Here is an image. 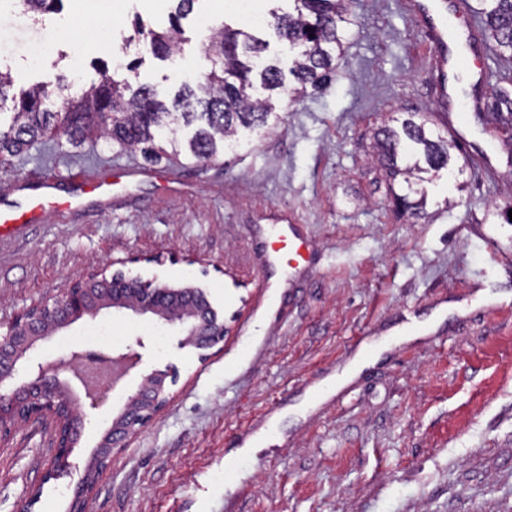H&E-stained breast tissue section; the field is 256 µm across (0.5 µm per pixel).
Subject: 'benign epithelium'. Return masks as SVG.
Returning <instances> with one entry per match:
<instances>
[{"mask_svg":"<svg viewBox=\"0 0 512 512\" xmlns=\"http://www.w3.org/2000/svg\"><path fill=\"white\" fill-rule=\"evenodd\" d=\"M155 320L171 333L180 349L203 354L224 342V314L211 302L199 282H172L156 276L145 279L130 270L95 272L68 284L51 296L0 324V442L21 423H49L53 427L52 467L63 466L98 412L112 386L85 387L82 369L105 358L130 370L142 362L148 339L132 336L119 350L72 352L52 361L32 356L39 344L82 320L106 313ZM175 370L152 368L126 397L122 409L95 448L85 474L74 490L69 512H86L100 475L112 454L124 448L169 402Z\"/></svg>","mask_w":512,"mask_h":512,"instance_id":"1","label":"benign epithelium"}]
</instances>
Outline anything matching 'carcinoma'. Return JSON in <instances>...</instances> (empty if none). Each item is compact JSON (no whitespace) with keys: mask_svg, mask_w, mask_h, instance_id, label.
<instances>
[{"mask_svg":"<svg viewBox=\"0 0 512 512\" xmlns=\"http://www.w3.org/2000/svg\"><path fill=\"white\" fill-rule=\"evenodd\" d=\"M62 0H23L24 8L37 20L58 11ZM296 13L276 16L279 36L297 56L262 67L257 60L262 43L250 34L223 25L210 37L211 71L206 82L193 88L183 86L172 107L159 98L155 89L140 85L132 88L128 77L117 78L103 67L98 84L79 96L66 94L56 109L47 106L51 91L68 89L63 77L44 80L31 89L9 95L11 75L0 72V101H11L13 118L6 129L0 128V164L8 157L28 153L51 133L74 147L94 138L112 140L132 150H140L150 159L160 157L164 149L155 144L159 135L170 134L169 143L178 150L176 134L201 120L187 141L190 153L198 159H211L236 127L266 124L272 106L250 94L255 83L269 92L285 88L284 71H289L301 86L314 90L336 76V61L341 57L354 16L346 0H295ZM194 0H177L169 29H146L138 18L134 34L148 39L150 52L168 57L176 50L181 33L180 20L193 8ZM475 18L490 34L497 56L512 61V0H476ZM503 143L512 146V89L500 87L492 109ZM377 160L391 178L405 176V182L417 172L448 168V141L427 135L425 124L407 119L401 131L383 128L376 132Z\"/></svg>","mask_w":512,"mask_h":512,"instance_id":"1","label":"carcinoma"}]
</instances>
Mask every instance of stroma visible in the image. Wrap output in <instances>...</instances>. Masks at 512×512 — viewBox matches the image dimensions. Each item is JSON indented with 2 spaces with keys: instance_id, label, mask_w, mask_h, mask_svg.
Listing matches in <instances>:
<instances>
[{
  "instance_id": "1",
  "label": "stroma",
  "mask_w": 512,
  "mask_h": 512,
  "mask_svg": "<svg viewBox=\"0 0 512 512\" xmlns=\"http://www.w3.org/2000/svg\"><path fill=\"white\" fill-rule=\"evenodd\" d=\"M356 24L337 77L322 91L280 94L263 128H238L210 162L187 149L159 162L115 142L53 140L0 166V208L19 207L35 180L57 203L0 237V322L57 295L92 269L125 264L149 278L205 279L228 332L198 359L151 319L80 322L42 343L49 355L92 331L113 346L151 339L144 362L174 365L170 400L100 477L89 512H512V154L479 121L495 84L512 74L474 27L466 111L444 112L435 57L412 0H348ZM172 0H63L53 47H27L24 28L0 71L15 89L61 74L86 88L90 61H136L133 84L172 98L204 82L205 47L222 25L289 49L274 14L293 0H195L181 50L156 58L127 44L134 18L167 28ZM444 136L465 125L468 147L449 171L405 183L374 161V133L408 113ZM111 179L83 193L70 170ZM424 191V213L396 210L394 194ZM284 220L309 238L311 269L288 280L263 243ZM498 242L489 255L487 239ZM464 303L430 335L404 342L439 304ZM112 391L65 466L52 470L51 431L19 425L0 445V512H68L96 444L128 390Z\"/></svg>"
}]
</instances>
